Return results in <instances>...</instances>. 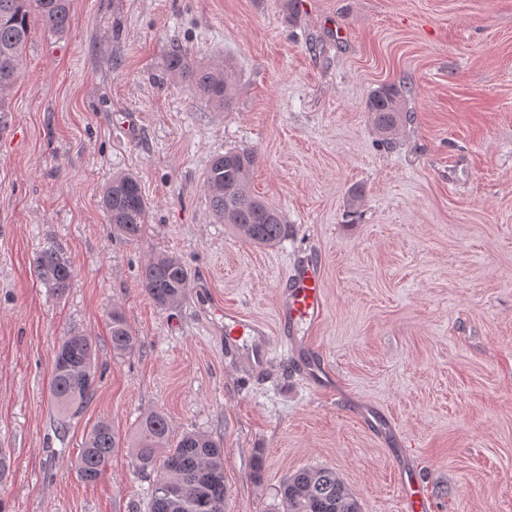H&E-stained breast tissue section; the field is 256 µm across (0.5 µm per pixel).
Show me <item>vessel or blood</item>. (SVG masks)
Here are the masks:
<instances>
[{"mask_svg": "<svg viewBox=\"0 0 512 512\" xmlns=\"http://www.w3.org/2000/svg\"><path fill=\"white\" fill-rule=\"evenodd\" d=\"M323 314L322 270L316 263L300 260L291 268L280 290L276 330H268L256 319L228 306L223 312L224 343L244 358L252 372L260 373L267 369L274 347L301 351L303 343L297 334L298 328L319 322ZM303 373L311 383H327L328 362L321 356L306 357ZM398 486L406 512H431L427 491L409 469L399 470Z\"/></svg>", "mask_w": 512, "mask_h": 512, "instance_id": "1", "label": "vessel or blood"}]
</instances>
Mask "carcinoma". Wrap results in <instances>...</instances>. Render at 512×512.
<instances>
[{
  "label": "carcinoma",
  "mask_w": 512,
  "mask_h": 512,
  "mask_svg": "<svg viewBox=\"0 0 512 512\" xmlns=\"http://www.w3.org/2000/svg\"><path fill=\"white\" fill-rule=\"evenodd\" d=\"M71 0H0V112L23 67L24 51L36 23L62 33L69 26ZM167 75L193 87L224 111L233 108L237 82L227 61L199 62L183 47L173 49ZM375 128L390 141L411 120L404 96L391 85L373 90L366 101ZM257 157L250 150L229 149L210 160L203 189L215 220L228 224L246 241L271 246L284 236L280 210L256 197L250 185ZM112 233L134 241L141 237L150 210L139 179L131 174L112 176L103 197ZM36 278L62 296L74 270L56 249L41 252L34 262ZM139 286L160 307H175L192 288V275L176 256L159 254L141 267ZM112 352L133 353L139 338L122 312L108 313ZM96 384L92 341L79 333L64 337L55 351L51 396L67 415L80 413L93 396ZM167 417L153 412L134 431L122 435L103 419L89 433L81 449L77 471L88 483L96 481L119 448L133 449L134 468L154 474L148 512H224V448L211 436L186 432L171 442ZM283 512H360L352 491L335 471L307 468L287 476L281 485Z\"/></svg>",
  "instance_id": "obj_1"
}]
</instances>
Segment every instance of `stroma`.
I'll return each instance as SVG.
<instances>
[{"instance_id":"obj_1","label":"stroma","mask_w":512,"mask_h":512,"mask_svg":"<svg viewBox=\"0 0 512 512\" xmlns=\"http://www.w3.org/2000/svg\"><path fill=\"white\" fill-rule=\"evenodd\" d=\"M233 62L220 112L166 77L173 44ZM406 86L413 119L383 143L366 100ZM0 112V512H147L152 480L122 448L96 482L77 457L93 426L145 415L224 445L225 512H280L283 479L335 470L362 512H405L416 468L434 512H512V0H72L68 30L35 26ZM249 149L254 193L287 235L255 246L214 223L215 154ZM150 202L141 239L112 236L114 173ZM70 260L65 295L36 279ZM178 256L193 283L158 307L142 264ZM323 272L304 328L326 388L275 351L248 373L212 307L268 326L287 270ZM140 339L112 352L108 313ZM88 336L102 378L81 413L50 395L54 352ZM390 422L379 440L374 423ZM34 273L40 282L59 296L65 294L74 277L70 261L56 249L44 250L36 257Z\"/></svg>"}]
</instances>
